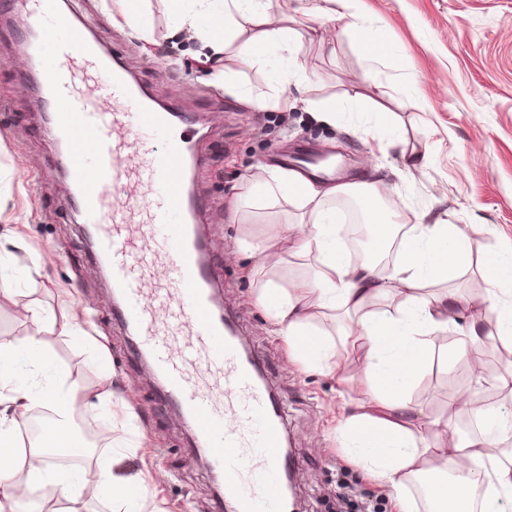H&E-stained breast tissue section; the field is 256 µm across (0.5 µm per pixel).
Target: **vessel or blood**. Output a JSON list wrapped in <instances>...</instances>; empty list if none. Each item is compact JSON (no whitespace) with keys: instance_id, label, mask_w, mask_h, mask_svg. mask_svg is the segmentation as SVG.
I'll return each mask as SVG.
<instances>
[{"instance_id":"b4317fda","label":"vessel or blood","mask_w":512,"mask_h":512,"mask_svg":"<svg viewBox=\"0 0 512 512\" xmlns=\"http://www.w3.org/2000/svg\"><path fill=\"white\" fill-rule=\"evenodd\" d=\"M24 6L40 35L54 129L68 145L75 207L109 273L120 320L233 490L234 512H282L280 486L292 462L280 403L216 298L198 222L204 203L189 185L201 162L189 117L155 106L57 0ZM157 267L165 272L159 287Z\"/></svg>"}]
</instances>
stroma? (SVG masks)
<instances>
[{
    "instance_id": "1",
    "label": "stroma",
    "mask_w": 512,
    "mask_h": 512,
    "mask_svg": "<svg viewBox=\"0 0 512 512\" xmlns=\"http://www.w3.org/2000/svg\"><path fill=\"white\" fill-rule=\"evenodd\" d=\"M67 2L157 101L193 113L206 132L198 140L205 162L193 178L206 204L209 260L225 309L280 398L301 512H396L387 490L346 459L333 431L346 400L368 398L359 353H350L342 377L290 363L255 302L266 282L288 289L312 275L315 257L284 243L268 259L236 247L238 239L263 238L272 222L312 223L311 208L283 201L240 208L236 202L258 167H278V154L342 147L359 157L354 181L375 172L392 185L381 205L384 218L408 226L466 224L484 247L512 244V0H359V25L390 49L375 61L357 39H342L335 55L322 52V21L309 12L321 0H291L290 27L311 80L283 89L272 83L268 66L231 53L224 58L244 90L269 100L264 110L245 106L211 79L195 59L200 39L176 30L166 0H143L152 26L148 42L130 26L113 25L120 0ZM23 17L15 0H0V238L17 233L28 245L11 260L15 278L0 280V290L11 291L0 293V341L28 332L17 317L21 307L56 314L79 308L80 327L106 348L113 396L110 407L98 401L101 377L87 349L44 333L55 364L78 388L72 427L81 446L70 455L73 467L95 471L98 457L110 454L123 476L163 471V480L148 489L144 512H226L224 486L200 459L190 428L163 400L148 363L136 355L75 220L60 148L27 88ZM332 102L343 107L335 122L317 119V106ZM389 118L405 134L404 151L386 146ZM423 149L430 164L410 165L407 152ZM460 333L452 326L436 334V363L410 389L413 404L423 414H439L464 394L494 403L500 418L512 419V398L488 384L476 387L465 363L454 359Z\"/></svg>"
}]
</instances>
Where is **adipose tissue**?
Instances as JSON below:
<instances>
[{"instance_id":"obj_1","label":"adipose tissue","mask_w":512,"mask_h":512,"mask_svg":"<svg viewBox=\"0 0 512 512\" xmlns=\"http://www.w3.org/2000/svg\"><path fill=\"white\" fill-rule=\"evenodd\" d=\"M169 2L180 28L200 33L213 55L232 48L250 63L278 55L285 65L272 71L277 84L284 87L290 77H305L287 8L271 12L257 6L255 0ZM356 2L323 0L318 6L319 15L330 23L322 39L326 51L335 52L341 38L358 32ZM390 192L389 183L374 177L339 183L323 193L355 198L370 215ZM319 193L297 172L266 167L258 168L242 187L243 201L279 196L312 207L315 214L307 232H288L282 225L271 224L264 241L244 239L239 243L243 251L263 253L269 244L285 241L316 254L320 262L316 274L298 282L291 292L269 284L260 288L257 302L267 313L273 332L286 339L310 369L322 373L341 371L347 361L346 349L361 350V377L373 395L353 404L337 431L352 459L390 490L401 512H415L408 483L427 467L439 475L426 488L438 512H503L504 501L512 500V448L501 447L498 436L512 428L496 422L490 408L470 397L463 401V410L480 422L482 429L472 438H464L451 415H421L409 390L430 366L435 332L452 324L456 309L465 302L470 314L457 339L455 356L466 360L471 381L490 383L512 396V365L489 374L474 356L490 342L512 348V247L483 253L481 270L487 287L465 298L444 288L443 283L472 262L474 243L466 228L441 222L416 224L406 234L407 247L402 248L390 272L381 277L372 256L389 244L391 222L375 223L369 257L351 260L337 234V214L317 204ZM430 282L438 283V291H426ZM374 299H394L398 305L380 313H364V305ZM313 307L332 312L335 332L309 321L308 311ZM22 315L34 324V332L0 343V512H21L32 484L41 482L58 491L64 502L58 512H76L74 505L91 476L106 495L123 502L124 512H140L147 492L143 479L116 476L112 459L99 462L91 476L81 469L60 470L48 463L50 449L73 445L69 421L76 389L64 369L46 373L50 355L41 334L56 329L86 348H93L94 343L86 331L76 328V314L59 317L26 309ZM491 317L496 320L492 331L486 327ZM42 372L47 378L41 382L37 376ZM44 405L51 407L53 418L44 422L27 453H17L16 416ZM19 467L27 470L26 483L14 480Z\"/></svg>"}]
</instances>
